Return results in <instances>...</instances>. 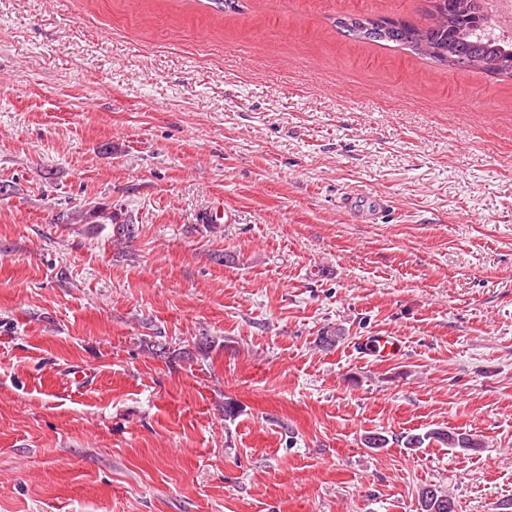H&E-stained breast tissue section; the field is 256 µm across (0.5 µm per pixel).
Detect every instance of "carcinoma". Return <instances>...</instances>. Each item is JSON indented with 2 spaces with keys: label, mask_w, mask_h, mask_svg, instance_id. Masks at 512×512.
I'll use <instances>...</instances> for the list:
<instances>
[{
  "label": "carcinoma",
  "mask_w": 512,
  "mask_h": 512,
  "mask_svg": "<svg viewBox=\"0 0 512 512\" xmlns=\"http://www.w3.org/2000/svg\"><path fill=\"white\" fill-rule=\"evenodd\" d=\"M485 0H435L429 21L416 25L402 19L347 15L337 21L349 35L368 42H391L410 49L434 63L457 70L479 71L492 77H512V43L485 34ZM137 233L134 224L112 222L113 241H129ZM435 441L450 449L481 452L477 436L435 429L404 436V446L420 448ZM421 512H455V501L434 484L420 488Z\"/></svg>",
  "instance_id": "carcinoma-1"
}]
</instances>
